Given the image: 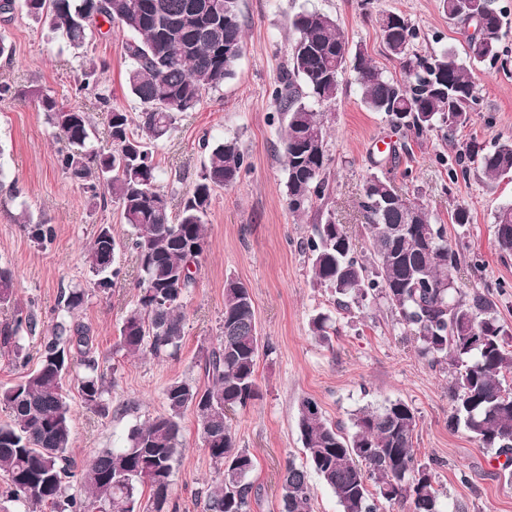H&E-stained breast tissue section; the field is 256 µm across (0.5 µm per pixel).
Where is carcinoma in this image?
<instances>
[{"label":"carcinoma","mask_w":512,"mask_h":512,"mask_svg":"<svg viewBox=\"0 0 512 512\" xmlns=\"http://www.w3.org/2000/svg\"><path fill=\"white\" fill-rule=\"evenodd\" d=\"M442 0L448 17L466 37L469 59L491 64L500 60L505 36L502 14L493 0ZM57 33L80 59L81 88L95 89L108 69L106 61L88 53L94 29L103 20L129 35L130 60L125 84L139 111L112 107L110 96L98 94L105 107L111 150L91 145L89 113L68 107L41 89L19 93L37 102L57 140V165L79 185L92 207L114 200L133 229L123 243L109 226L101 227L87 248L85 262L94 285L107 290L127 276L109 255L124 247L136 260L140 298L125 314L119 348L129 354L174 357L185 336L182 296L195 280L206 249L204 217L213 192L236 183L249 168L239 141L228 138L208 147L207 162L192 189L170 204L155 162L156 146L177 128L180 115L191 112L203 94L233 77L244 47L239 0H0V14L20 9ZM387 51L401 64V78L386 75L362 48L352 52L336 20L319 10H303L290 25L295 38L291 60L273 91L284 115L280 152L287 173L288 207L301 215L330 195L331 156L323 113L340 90V77L352 63L361 101L372 112L420 138L434 130L450 137L469 121L479 103L476 85L456 51L444 48L429 56L411 52L418 37L403 15L386 12L375 18ZM478 164L489 177L512 172V140L485 149L475 140L463 145L449 168L455 181ZM394 186L372 174L358 210L365 221L370 259L360 257L344 224H315L306 240L312 282L336 294V307L381 300L407 328L418 356L431 365H448V391L453 413L449 426L463 428L481 447L512 460V332L501 322L490 293L459 283V252L440 224L420 203L392 193ZM411 224L415 236L397 237L393 229ZM30 237L42 243L52 237L46 224L29 223ZM495 241L503 256L512 255V204L495 214ZM14 272L0 267V304L13 302ZM66 316L43 339L39 363L16 384L0 389L8 421L0 422V475L3 491L16 512H176L170 487L179 460L182 419L196 415L197 431L222 480L206 491L203 512H251L260 488L252 474L253 455L236 447L225 409L247 408L260 397L256 367L264 348L257 330L251 289L228 279L224 283L222 336L203 354L204 382L182 379L164 393L165 412L134 427L122 448H107L81 473L87 496L65 495L71 471V410L65 391L72 354L81 357L85 374L80 390L85 404L102 409L108 392L105 375L90 353V328L71 320L85 301V291L62 295ZM311 331L329 340L332 318L319 314ZM30 310L15 308L0 332V347L15 363L25 362L21 341L35 334ZM351 430L331 424L318 402L301 403L299 430L305 461L290 460L280 486L282 512H313L315 474L336 497L341 512H382L398 505L407 512H445L435 486L432 463L418 457V416L401 399L364 407L351 417Z\"/></svg>","instance_id":"obj_1"}]
</instances>
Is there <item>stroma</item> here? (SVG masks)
I'll use <instances>...</instances> for the list:
<instances>
[{
	"label": "stroma",
	"mask_w": 512,
	"mask_h": 512,
	"mask_svg": "<svg viewBox=\"0 0 512 512\" xmlns=\"http://www.w3.org/2000/svg\"><path fill=\"white\" fill-rule=\"evenodd\" d=\"M240 9L245 47L234 76L204 94L173 138L156 150L163 185L177 198L202 169L207 156L203 140L238 138L250 162L234 185L212 196L205 217L206 250L195 283L183 294L185 340L177 357H134L117 350L122 319L136 305L139 290L131 276L109 290L96 288L84 249L101 225H111L120 241L131 228L116 203L90 207L78 184L60 170L52 129L32 101L0 99V176L22 189L15 198L0 194V266L15 271V302L31 307L37 319L36 333L25 339L24 348L30 359H37L42 338L51 335L61 313V292L84 289L85 303L75 319L90 327L92 354L111 383L106 412L95 413L80 391L82 367H74L67 381L75 469L84 470L103 449L125 446L134 426L163 413L169 383L197 377L199 360L220 334L224 283L233 278L251 288L258 328L269 345L258 361L260 398L232 418L238 447L256 460L253 478L261 492L252 512L281 510L279 474L287 459L303 458L298 419L307 398L319 403L327 421L344 426L363 406L403 399L417 412L416 446L422 459L436 461V486L451 512H512V467H503L494 451L465 430L448 426L447 366L432 367L419 358L410 333L383 302L367 301L344 312L337 310L330 289L312 287L302 242L318 217L313 211L300 216L290 211L277 151L284 120L272 93L290 62L293 15L316 9L333 16L350 47L366 48L374 64L395 77L401 66L385 50L373 23L376 15L393 11L405 16L419 33L413 49L422 56L444 48L464 52L459 26L448 19L440 0H370L366 5L360 0H240ZM0 33L14 48L12 60H0V83L39 87L89 112L98 144L107 145L97 92L80 90L78 64L60 37L23 13L0 20ZM125 41L116 31L99 34L89 52L109 64L103 87L112 105L130 112L134 104L124 81ZM470 70L478 110L451 141L439 131L421 139L404 136L383 113L362 106L354 76L345 72L335 103L323 108L333 158L331 195L324 207L349 227L357 252H366L369 242L356 203L369 174L386 177L403 196L440 218L467 261L475 262V269L464 273L465 282L499 285L493 299L502 321L512 327V256H500L493 226L495 212L512 204V175L492 179L474 166L467 177L454 183L448 179L460 145L474 139L490 148L512 140V68L476 63ZM393 146L398 149L394 156L389 153ZM459 205L469 209L470 224L452 223ZM23 212L31 223L53 227L51 242L39 244L29 237L18 222ZM321 312L336 319V332L326 343L309 331L311 318ZM183 426L171 498L177 512H203L200 493L217 474L193 412H186Z\"/></svg>",
	"instance_id": "obj_1"
}]
</instances>
